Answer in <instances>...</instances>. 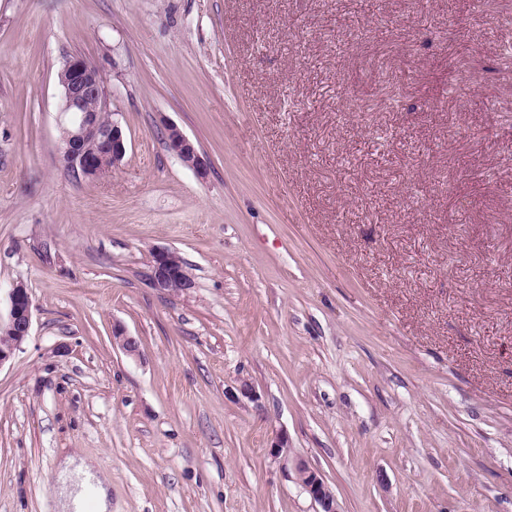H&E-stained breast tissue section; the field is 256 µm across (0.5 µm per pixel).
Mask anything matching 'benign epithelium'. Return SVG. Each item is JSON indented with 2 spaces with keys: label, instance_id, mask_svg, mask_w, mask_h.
<instances>
[{
  "label": "benign epithelium",
  "instance_id": "benign-epithelium-1",
  "mask_svg": "<svg viewBox=\"0 0 512 512\" xmlns=\"http://www.w3.org/2000/svg\"><path fill=\"white\" fill-rule=\"evenodd\" d=\"M62 107L59 125L63 131L62 159L77 174L98 179L109 174L126 154L121 126L110 120L102 123L109 111L107 94L99 68L80 56L68 59L59 73ZM168 149L200 177L206 176L207 163L195 144L173 124L165 125ZM148 281L160 293H187L195 283L179 254L158 249L152 255ZM9 311L0 317V367L7 363L30 334L33 300L29 288L17 281L8 288ZM114 342L127 354L138 350V342L119 326L112 328ZM297 480L304 492L319 507V512H340L339 503L318 470L304 460L294 462Z\"/></svg>",
  "mask_w": 512,
  "mask_h": 512
}]
</instances>
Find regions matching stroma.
Listing matches in <instances>:
<instances>
[{
  "instance_id": "35a3bbf8",
  "label": "stroma",
  "mask_w": 512,
  "mask_h": 512,
  "mask_svg": "<svg viewBox=\"0 0 512 512\" xmlns=\"http://www.w3.org/2000/svg\"><path fill=\"white\" fill-rule=\"evenodd\" d=\"M76 55L127 140L102 179L62 160ZM16 280L0 512H56L69 455L111 512H316L297 459L343 512H512V0H0ZM166 144L168 149L187 167L193 169L200 177L207 173V163L198 152L195 144L174 124H165ZM148 281L160 293H187L195 283L179 254L168 249H158L152 255ZM9 311L5 319L0 312V367L7 363L30 334L33 300L29 288L16 281L8 288Z\"/></svg>"
}]
</instances>
